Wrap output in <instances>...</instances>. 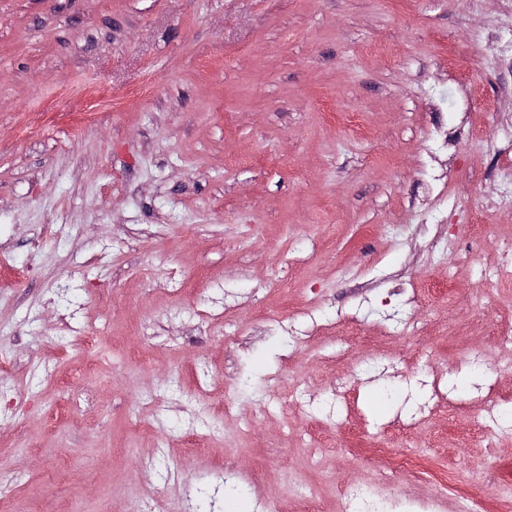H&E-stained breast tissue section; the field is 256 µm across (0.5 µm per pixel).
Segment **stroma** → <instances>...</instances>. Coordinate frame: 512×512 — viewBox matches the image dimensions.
<instances>
[{
	"instance_id": "35a3bbf8",
	"label": "stroma",
	"mask_w": 512,
	"mask_h": 512,
	"mask_svg": "<svg viewBox=\"0 0 512 512\" xmlns=\"http://www.w3.org/2000/svg\"><path fill=\"white\" fill-rule=\"evenodd\" d=\"M491 34L512 0H0V512H342L376 442L496 512L512 436L374 401L476 351L512 401Z\"/></svg>"
}]
</instances>
